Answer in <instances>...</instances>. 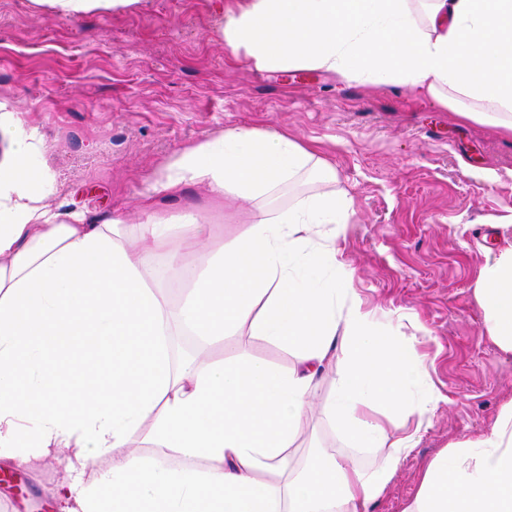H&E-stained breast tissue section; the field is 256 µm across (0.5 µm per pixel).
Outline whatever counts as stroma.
<instances>
[{
  "label": "stroma",
  "mask_w": 512,
  "mask_h": 512,
  "mask_svg": "<svg viewBox=\"0 0 512 512\" xmlns=\"http://www.w3.org/2000/svg\"><path fill=\"white\" fill-rule=\"evenodd\" d=\"M215 0H140L124 12L62 19L31 0H0V99L48 145L58 197L84 210L130 208L145 178L219 130L284 129L336 170L354 214L341 241L352 286L378 320L405 313V336L432 361L445 400L371 512H401L425 462L478 434L512 397V355L483 333L473 288L484 249L512 239V138L458 121L409 88L309 70H256L211 34ZM200 360L239 349L279 366L284 349L239 333L190 340ZM304 449L344 450L322 405ZM0 485V512H54L64 463L42 459Z\"/></svg>",
  "instance_id": "stroma-1"
}]
</instances>
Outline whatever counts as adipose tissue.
Here are the masks:
<instances>
[{
	"label": "adipose tissue",
	"instance_id": "ef3b65f1",
	"mask_svg": "<svg viewBox=\"0 0 512 512\" xmlns=\"http://www.w3.org/2000/svg\"><path fill=\"white\" fill-rule=\"evenodd\" d=\"M139 0H32L62 18ZM213 34L259 71L310 68L400 84L460 120L512 136V0H242L215 10ZM0 464L68 450L61 512H370L417 444L390 432L402 413L426 427L439 397L426 355L377 322L349 286L339 241L353 214L336 172L277 130L227 128L179 151L133 208L91 214L52 204L56 178L37 129L0 103ZM204 207L166 213L186 187ZM302 192L292 204L279 198ZM243 200L244 230L195 266L208 213ZM165 257L186 284L171 307L149 276ZM483 330L512 354V242L489 249L474 288ZM221 340L247 329L294 358L246 352L196 368L174 361V329ZM322 411L351 451L292 448L327 368ZM151 421L152 450L130 439ZM374 454L364 468L355 453ZM402 512H512V398L492 426L425 466Z\"/></svg>",
	"mask_w": 512,
	"mask_h": 512
}]
</instances>
